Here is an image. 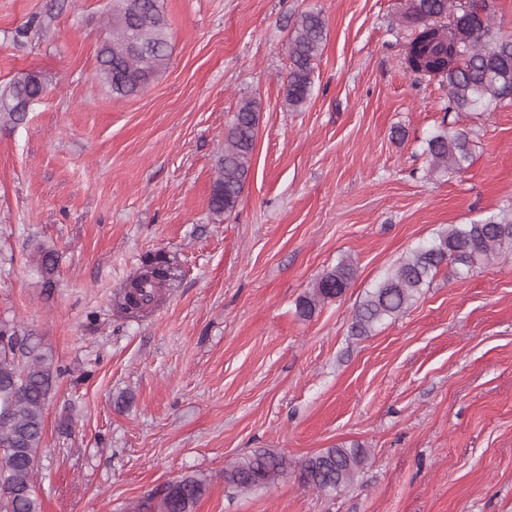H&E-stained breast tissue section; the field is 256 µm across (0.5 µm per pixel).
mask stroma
<instances>
[{
    "mask_svg": "<svg viewBox=\"0 0 512 512\" xmlns=\"http://www.w3.org/2000/svg\"><path fill=\"white\" fill-rule=\"evenodd\" d=\"M409 0H163L171 57L138 95L96 76L112 0H0V89L46 91L0 116V322L53 364L35 476L41 512H128L210 478L195 512H512V251L442 265L398 317L351 330L366 292L452 224L512 207V104L446 112L407 70ZM321 11L307 102L285 100L297 17ZM259 130L232 213L210 206L245 98ZM467 130L473 161L427 175V139ZM52 247L44 281L30 262ZM177 273L132 319L115 301L147 262ZM343 259L355 276L302 318ZM360 445L351 486L297 473L240 492L236 457L293 462ZM45 84V81L37 75H28L15 81L8 93L0 96L1 114H6L13 122L22 121L26 114L27 103L44 91ZM31 103H28V107Z\"/></svg>",
    "mask_w": 512,
    "mask_h": 512,
    "instance_id": "35a3bbf8",
    "label": "stroma"
}]
</instances>
